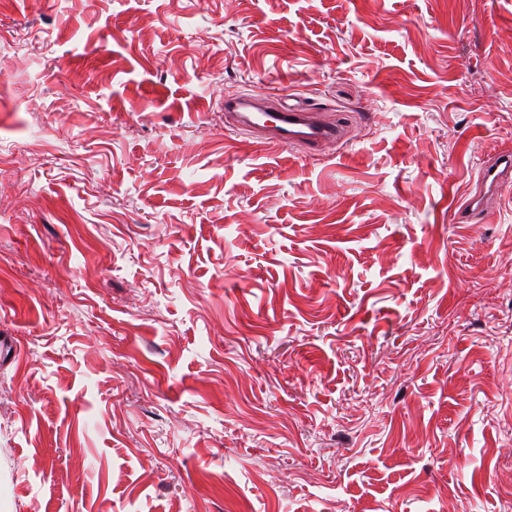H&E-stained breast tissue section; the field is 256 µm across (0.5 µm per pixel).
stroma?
<instances>
[{"mask_svg": "<svg viewBox=\"0 0 512 512\" xmlns=\"http://www.w3.org/2000/svg\"><path fill=\"white\" fill-rule=\"evenodd\" d=\"M506 148L512 0H0V512H512ZM259 99L253 96H225L224 112L236 118L243 129L260 131L267 144L284 147L298 144L308 151L326 143L342 142L346 139L343 124L324 119L319 112L303 106L279 103L269 112H254L263 109ZM511 176L512 151L498 154L491 163L481 168L479 180L481 181L482 190L467 200L461 213H467L469 216L482 212L484 198L487 195H501L503 187L510 184Z\"/></svg>", "mask_w": 512, "mask_h": 512, "instance_id": "obj_1", "label": "stroma"}]
</instances>
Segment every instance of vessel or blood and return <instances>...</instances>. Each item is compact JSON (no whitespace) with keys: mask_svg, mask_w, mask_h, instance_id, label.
<instances>
[{"mask_svg":"<svg viewBox=\"0 0 512 512\" xmlns=\"http://www.w3.org/2000/svg\"><path fill=\"white\" fill-rule=\"evenodd\" d=\"M224 109L235 116L239 127L260 131L266 143L277 147L298 144L312 151L346 138L343 124L324 119L320 113L303 106L281 104L264 112L256 97L228 96L224 99ZM479 179L482 190L467 200L464 213L482 212L485 196L501 195L503 187L512 183V151L498 154L482 167Z\"/></svg>","mask_w":512,"mask_h":512,"instance_id":"b4317fda","label":"vessel or blood"}]
</instances>
